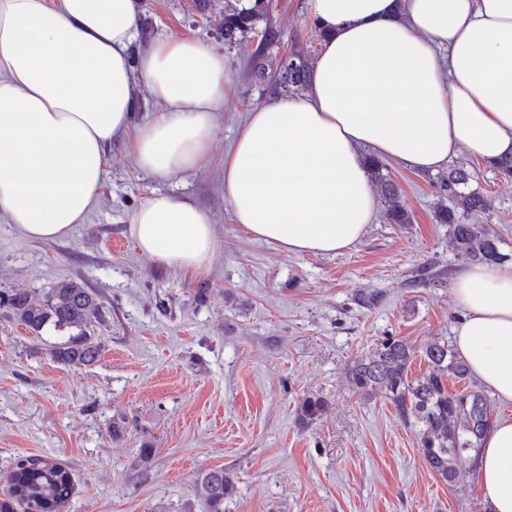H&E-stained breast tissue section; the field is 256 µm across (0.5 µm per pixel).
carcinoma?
Masks as SVG:
<instances>
[{
  "label": "carcinoma",
  "mask_w": 512,
  "mask_h": 512,
  "mask_svg": "<svg viewBox=\"0 0 512 512\" xmlns=\"http://www.w3.org/2000/svg\"><path fill=\"white\" fill-rule=\"evenodd\" d=\"M267 14V0H243L225 5L220 19L224 43L235 44L257 32ZM296 67L288 78V93L295 96L307 88L312 62L310 51L290 46ZM370 176L381 196L390 224H410L413 214L407 207L399 184L387 170V164L370 160ZM473 175L460 163L451 164L435 177L436 188L445 202L435 211V220L448 225V236L457 254L479 263L502 264L498 237L482 224H466L489 207L487 196L470 188ZM0 309L9 312L21 325L40 333L51 328L68 336L53 346L54 359L68 366L91 365L100 357V348L90 331L101 317L96 296L70 280H61L35 299L27 291H0ZM427 365L425 373L413 379L409 370L415 359ZM464 382L469 378L465 361L448 341L432 339L418 348L404 339L378 341L368 353L355 359L347 370L353 393L379 395L394 407L403 424L415 429L419 453L442 482L452 483L462 470H475L474 452L494 424V406L481 392L469 388L451 390L448 378ZM328 409L318 394L303 397L297 405L299 422L307 426ZM5 480L10 496L0 502V512H52L66 502L74 489L68 467L41 459L20 461ZM237 488L236 475L227 469H213L198 481L197 491L208 512H224V500Z\"/></svg>",
  "instance_id": "obj_1"
}]
</instances>
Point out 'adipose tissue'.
Segmentation results:
<instances>
[{"mask_svg": "<svg viewBox=\"0 0 512 512\" xmlns=\"http://www.w3.org/2000/svg\"><path fill=\"white\" fill-rule=\"evenodd\" d=\"M328 38L307 92L249 112L224 155L234 220L293 255L360 240L376 199L362 148L419 173L459 151L512 154V0H306ZM142 0H0V214L23 236H68L97 205L105 156L133 117L141 80L163 105L132 144L165 180L204 167L229 62L192 37L136 53ZM142 252L204 268L207 214L159 192L133 214ZM465 315L454 348L472 375L512 401V269L478 264L452 286ZM487 512H512V417L482 443Z\"/></svg>", "mask_w": 512, "mask_h": 512, "instance_id": "adipose-tissue-1", "label": "adipose tissue"}]
</instances>
